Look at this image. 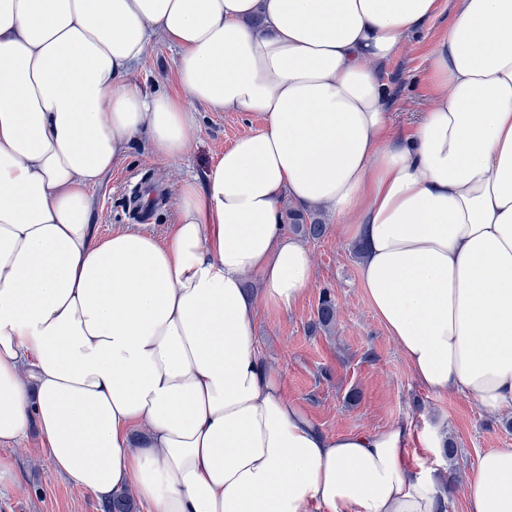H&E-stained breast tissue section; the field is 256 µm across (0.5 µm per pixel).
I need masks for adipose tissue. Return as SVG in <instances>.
I'll return each instance as SVG.
<instances>
[{"label": "adipose tissue", "instance_id": "adipose-tissue-1", "mask_svg": "<svg viewBox=\"0 0 512 512\" xmlns=\"http://www.w3.org/2000/svg\"><path fill=\"white\" fill-rule=\"evenodd\" d=\"M449 3L402 132L380 68L440 0H0V444L38 426L74 486L151 512H447L411 421L324 432L252 325L312 281L284 201L320 208L418 384L512 411V0ZM157 36L174 95L132 78ZM201 105L260 125L180 183L165 240L98 233L90 190L137 141L182 158ZM464 493L512 512V448Z\"/></svg>", "mask_w": 512, "mask_h": 512}]
</instances>
